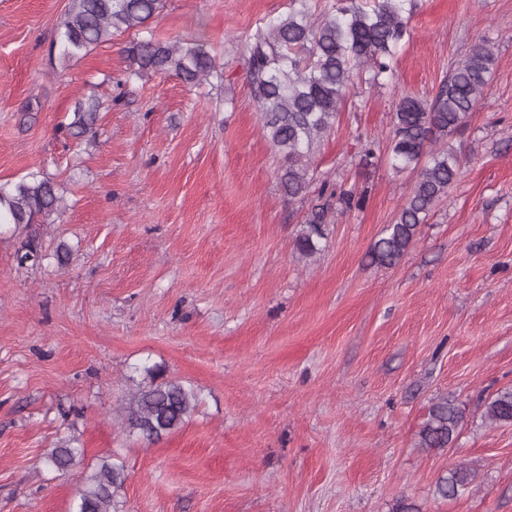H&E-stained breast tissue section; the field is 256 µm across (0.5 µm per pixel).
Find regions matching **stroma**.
I'll return each mask as SVG.
<instances>
[{"mask_svg":"<svg viewBox=\"0 0 512 512\" xmlns=\"http://www.w3.org/2000/svg\"><path fill=\"white\" fill-rule=\"evenodd\" d=\"M70 0H0V183L40 171L63 191L37 225L44 258L0 227V512H75L82 478L125 467L117 512H512V426L485 418L512 387V0H418L393 77L359 83L288 201L246 80L244 44L290 0H165L156 39L202 38L224 77L125 82L129 35L60 52ZM487 97L448 139L462 174L400 264L367 253L416 175L361 163L386 148L397 96L435 93L480 39ZM94 139L61 132L77 101ZM361 195L310 258L294 250L321 184ZM66 245V262L55 250ZM200 404L147 441L125 399L156 377ZM463 411L452 447H419L433 404ZM72 443L82 462L49 470ZM475 478L435 493L459 466ZM101 108L102 103L95 96H90L78 102L71 121L61 125V127H63L73 139L85 138L88 134L94 133ZM472 483L471 472L466 467L450 469L436 483V494L442 498H453Z\"/></svg>","mask_w":512,"mask_h":512,"instance_id":"1","label":"stroma"}]
</instances>
